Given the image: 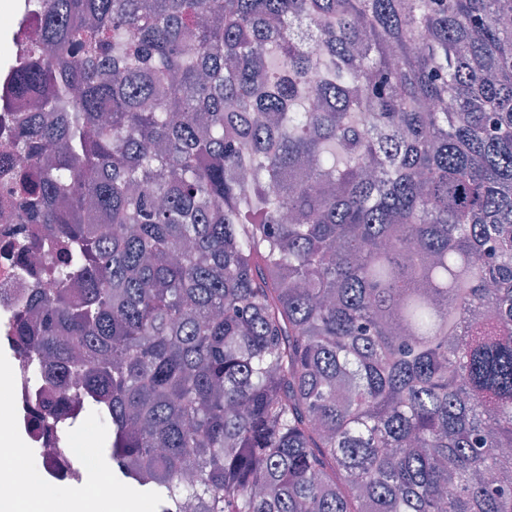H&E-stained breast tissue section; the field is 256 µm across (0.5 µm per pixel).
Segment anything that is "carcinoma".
<instances>
[{
  "instance_id": "1",
  "label": "carcinoma",
  "mask_w": 512,
  "mask_h": 512,
  "mask_svg": "<svg viewBox=\"0 0 512 512\" xmlns=\"http://www.w3.org/2000/svg\"><path fill=\"white\" fill-rule=\"evenodd\" d=\"M19 11L0 196L58 288L11 340L115 470L158 512H512V0Z\"/></svg>"
}]
</instances>
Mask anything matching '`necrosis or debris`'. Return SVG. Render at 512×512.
<instances>
[{"instance_id":"obj_1","label":"necrosis or debris","mask_w":512,"mask_h":512,"mask_svg":"<svg viewBox=\"0 0 512 512\" xmlns=\"http://www.w3.org/2000/svg\"><path fill=\"white\" fill-rule=\"evenodd\" d=\"M14 230L0 217V337L8 335L11 313L29 289L49 296L57 291L49 258L36 256L25 268L17 267L11 248ZM56 395V388L34 379L21 360H14L9 373L0 374V411L7 418L0 434V485L15 512H48L41 490L71 476V449L61 447L53 424L33 420L41 405Z\"/></svg>"}]
</instances>
